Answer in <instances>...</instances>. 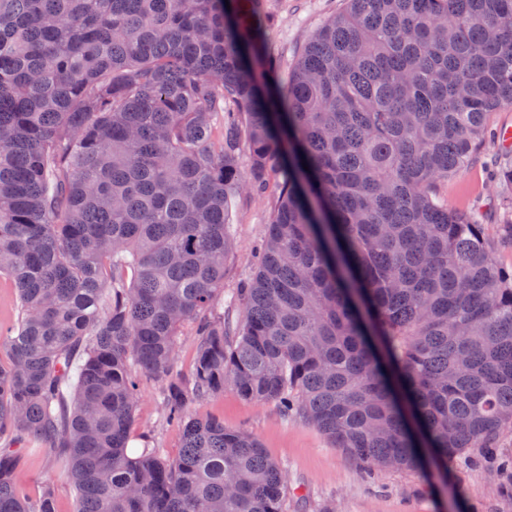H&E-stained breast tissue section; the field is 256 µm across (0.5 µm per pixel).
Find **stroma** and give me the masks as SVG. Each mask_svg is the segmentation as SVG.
Returning a JSON list of instances; mask_svg holds the SVG:
<instances>
[{"label": "stroma", "mask_w": 512, "mask_h": 512, "mask_svg": "<svg viewBox=\"0 0 512 512\" xmlns=\"http://www.w3.org/2000/svg\"><path fill=\"white\" fill-rule=\"evenodd\" d=\"M276 20L268 32L285 67H292L300 49L326 21L341 13L344 0H269ZM512 160V149L489 143L459 174L441 182L449 207L479 213L487 226L496 260L512 266V242L501 234L498 189L491 182V159ZM269 218L267 196L238 198L231 211L234 241L224 275L225 289L248 278L253 253ZM161 385L144 378L135 409L129 446L134 452L154 448L166 458L178 456L182 429L166 422L159 398ZM202 416L223 421L226 428L255 436L266 454L287 475L286 512H512V476L490 474L487 466L460 458L447 474L427 467L425 474L383 470L366 474L360 463L335 448L328 438L299 419L286 417L278 405L241 398L234 389L210 395L195 407ZM64 464L29 441L21 450L18 478L31 497L53 485L56 512H76V495L62 475Z\"/></svg>", "instance_id": "1"}]
</instances>
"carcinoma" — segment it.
<instances>
[{"instance_id":"carcinoma-1","label":"carcinoma","mask_w":512,"mask_h":512,"mask_svg":"<svg viewBox=\"0 0 512 512\" xmlns=\"http://www.w3.org/2000/svg\"><path fill=\"white\" fill-rule=\"evenodd\" d=\"M273 21L267 0H0V512H56L16 478L29 439L67 457L77 512H284L283 467L192 412L226 386L370 474L512 430V272L437 194L512 108V0H346L288 72ZM248 189L272 190L268 228L226 299ZM140 371L176 458L127 451ZM19 300L11 280L0 273V325L11 327L18 316ZM197 347V338L190 326L182 329L177 339L176 364L178 369L189 375L193 368V358Z\"/></svg>"}]
</instances>
